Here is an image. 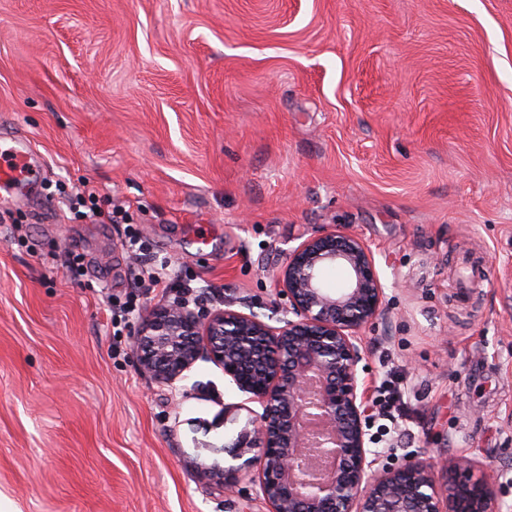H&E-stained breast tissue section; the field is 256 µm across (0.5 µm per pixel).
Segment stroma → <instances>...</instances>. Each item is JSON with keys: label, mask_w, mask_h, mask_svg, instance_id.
I'll return each mask as SVG.
<instances>
[{"label": "stroma", "mask_w": 512, "mask_h": 512, "mask_svg": "<svg viewBox=\"0 0 512 512\" xmlns=\"http://www.w3.org/2000/svg\"><path fill=\"white\" fill-rule=\"evenodd\" d=\"M0 128L46 166L0 208V512H268L209 476L246 394L205 357L141 370L166 297L122 243L266 320L333 227L385 291L360 375L411 412L378 467L471 457L512 512V0H0Z\"/></svg>", "instance_id": "obj_1"}]
</instances>
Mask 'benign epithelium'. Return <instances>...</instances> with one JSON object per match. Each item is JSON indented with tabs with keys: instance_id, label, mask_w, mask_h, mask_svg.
<instances>
[{
	"instance_id": "obj_1",
	"label": "benign epithelium",
	"mask_w": 512,
	"mask_h": 512,
	"mask_svg": "<svg viewBox=\"0 0 512 512\" xmlns=\"http://www.w3.org/2000/svg\"><path fill=\"white\" fill-rule=\"evenodd\" d=\"M342 268V288L327 271ZM278 325L229 308L172 301L151 308L134 333L139 366L161 383L184 378L201 354L224 369L261 411L231 444L257 451L256 492L269 512H493L495 483L459 458L438 480L410 459L376 467L367 438V392L358 375L360 330L383 311L374 256L358 237L330 229L288 253L277 273ZM243 466L211 471L235 486Z\"/></svg>"
}]
</instances>
